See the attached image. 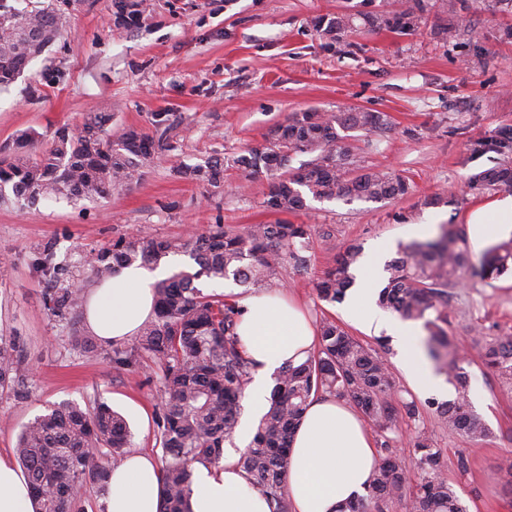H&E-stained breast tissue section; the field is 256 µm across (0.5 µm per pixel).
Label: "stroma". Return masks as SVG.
I'll use <instances>...</instances> for the list:
<instances>
[{
    "instance_id": "35a3bbf8",
    "label": "stroma",
    "mask_w": 512,
    "mask_h": 512,
    "mask_svg": "<svg viewBox=\"0 0 512 512\" xmlns=\"http://www.w3.org/2000/svg\"><path fill=\"white\" fill-rule=\"evenodd\" d=\"M447 0H427L416 31L389 29L323 37L318 16L345 0H144L135 23L116 21L111 0H74L56 42L0 91V144L29 131L50 142L85 113L108 112L112 132H145L173 121L174 148L130 189L95 201L0 204V337L16 340L31 368L22 384L0 389V457L14 459L25 423L55 403H107L128 421L131 450L162 457L156 415L163 387L157 367L119 371L110 354L83 355L71 326L47 310L33 257L56 243L58 260L76 264L140 230L157 239L204 232L221 224L241 231L278 221L263 205L266 177L224 170L214 188L174 175V168L233 158L263 146L294 112L363 109L386 112L392 129L349 138L360 167L408 179L402 198L373 203L308 200L288 222L315 228L308 268H284L273 293L304 304L314 321L340 318V303L318 298L315 282L352 240L371 249L416 241L421 224H466L492 193L471 189L469 174L488 158L461 167L469 140L512 127V12L458 10L457 36L442 40ZM453 192L451 203L426 197ZM448 330L462 345L476 334L512 335V276L466 278L451 304ZM471 408L494 436L474 443L438 424L419 395L422 427L441 450V464L468 512H512V476L500 471L512 454V390L472 359ZM466 460L459 471L458 460Z\"/></svg>"
}]
</instances>
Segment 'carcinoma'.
<instances>
[{
  "mask_svg": "<svg viewBox=\"0 0 512 512\" xmlns=\"http://www.w3.org/2000/svg\"><path fill=\"white\" fill-rule=\"evenodd\" d=\"M423 10L424 0H387L378 13L348 8L323 16L317 29L332 39L382 27L408 35L416 30L415 18ZM62 26L55 0H38L30 8L0 0V91L61 35ZM111 121L110 114L89 112L78 126L57 130L51 145L34 153V134L13 146L1 145L0 202L13 200L31 207L49 199L95 200L138 183L158 155L170 148L173 126L153 134L129 130L114 138ZM391 127V116L385 112H294L264 146L245 150L232 163L248 176H270L264 204L278 213L301 209L305 193L317 200L345 203L395 200L409 193V182L389 172L366 169L349 176L356 160L343 144L351 131ZM304 154L313 159L301 163L289 177L273 175ZM487 154L495 155L497 165L469 175L468 185L487 192H512V128L471 141L462 165ZM177 175L218 188L224 161L180 168ZM314 233L309 224L278 221L253 224L243 233L213 224L204 233L183 238L130 234L107 247L81 253L76 271L56 261L54 243L38 248L35 265L44 283L45 306L53 316L72 323V342L87 355L99 353V346L77 327L86 301L85 283L101 282L136 262L156 266L171 254L193 261V267L177 270L157 283V311L138 336L112 347L114 364L135 369L147 360L162 372L165 401L157 423L165 458L160 472L161 512H192V465L220 462L252 379L253 365L235 334L239 316L235 301L228 295L204 293L199 281L231 278L242 286L270 285L285 266H308ZM362 258L361 243L342 246L334 265L316 284L319 298L329 303L343 300ZM384 271L379 303L404 321L422 323L429 358L454 386V399L431 403L438 423L472 442L488 440L493 431L470 406L468 353L448 334V316L453 290L462 286L466 276L492 281L512 274V239L487 248L475 260L464 229L445 224L437 238L402 248ZM318 338L317 349L304 361L288 362L278 374L269 408L239 460L248 488L264 496L272 512H288L290 439L311 396L328 394L353 403L370 421L380 452L365 504H350L342 512L364 508L390 512L395 505L403 512H467L441 470L440 449L427 436L420 435L415 442L421 478L417 490L407 492L408 478L389 434L403 421L418 419L420 405L414 397L393 405L396 384L389 364L333 319L321 320ZM473 349L500 383L511 389L512 336H479L473 339ZM28 373L16 342L1 338L0 387L21 383ZM129 443L126 420L104 402L86 409L55 405L29 421L15 453L30 485L35 512H81L87 490L107 494L112 471L124 462ZM102 448L109 450L105 461L100 460Z\"/></svg>",
  "mask_w": 512,
  "mask_h": 512,
  "instance_id": "1",
  "label": "carcinoma"
}]
</instances>
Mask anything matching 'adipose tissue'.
<instances>
[{
    "label": "adipose tissue",
    "mask_w": 512,
    "mask_h": 512,
    "mask_svg": "<svg viewBox=\"0 0 512 512\" xmlns=\"http://www.w3.org/2000/svg\"><path fill=\"white\" fill-rule=\"evenodd\" d=\"M469 224L479 244L512 230V197L478 209ZM169 272L166 263L152 270L132 265L90 289L84 306L88 333L106 346L137 336L154 314L155 286ZM237 305L240 346L255 363L248 403L251 415L258 417L268 408L271 375L285 362L305 359L315 349L317 336L304 311L281 295L258 291L238 299ZM342 314L366 333L384 332L400 342L402 366L415 388L443 387V379L435 376L418 343L419 324L387 316L376 302L371 283L353 289ZM250 434L249 424L238 427L236 445L225 449L222 468L199 466L193 512H270L263 496L248 491L246 475L238 465ZM375 464L374 443L360 415L335 397L314 398L291 442L287 483L291 512H341L345 504L367 496ZM160 507L156 461L130 454L112 472L106 512H160ZM0 512H34L26 478L4 458H0Z\"/></svg>",
    "instance_id": "obj_1"
}]
</instances>
